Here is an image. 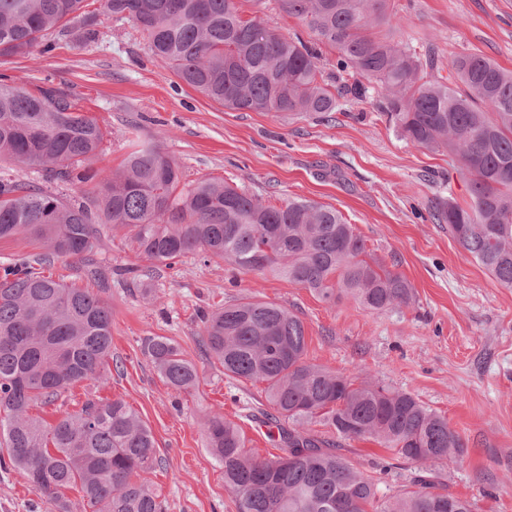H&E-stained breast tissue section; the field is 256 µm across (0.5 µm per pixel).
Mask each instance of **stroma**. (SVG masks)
I'll return each mask as SVG.
<instances>
[{"mask_svg":"<svg viewBox=\"0 0 512 512\" xmlns=\"http://www.w3.org/2000/svg\"><path fill=\"white\" fill-rule=\"evenodd\" d=\"M98 30L88 46L59 36L51 53L0 63L16 85L50 81L77 95L111 129L96 169L118 168L134 135L176 158L184 183L219 177L275 205L333 207L414 293L410 304L378 312L345 297L329 304L272 273L242 274L198 255L156 270L126 235L103 233L97 259L107 269L112 357L122 370L102 392L123 398L151 429L159 461L151 480L164 512H236L200 427L208 414L237 423L256 456L275 452L266 426L251 419L267 406L263 384L227 378L201 343L200 312L244 297L299 315L310 362L378 379L445 416L467 446L462 459L440 468L449 491L470 500L473 512H512V288L431 216L435 204L469 199L455 161L404 140L380 112L378 87L362 100L340 97L329 122L233 110L182 82L127 22L102 12ZM381 32L400 47L433 50L442 68L478 52L512 69V0H395ZM146 288L155 302L143 299ZM149 336L179 344L198 368L197 390L164 384L141 350ZM340 452L366 472H382L387 495L409 488L420 470L391 463L371 441H344ZM0 512L55 507L20 471L0 468Z\"/></svg>","mask_w":512,"mask_h":512,"instance_id":"stroma-1","label":"stroma"}]
</instances>
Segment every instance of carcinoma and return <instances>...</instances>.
I'll return each instance as SVG.
<instances>
[{"label":"carcinoma","mask_w":512,"mask_h":512,"mask_svg":"<svg viewBox=\"0 0 512 512\" xmlns=\"http://www.w3.org/2000/svg\"><path fill=\"white\" fill-rule=\"evenodd\" d=\"M97 0H0V60L47 54L56 33L80 45L98 39ZM241 0H102L154 56L188 86L226 107L329 121L336 95L363 97L354 81L333 93L319 52L287 39ZM336 51V70L381 83L383 112L413 145L445 151L469 179L466 205L446 202L433 219L502 286L512 288V71L484 55L454 57L448 75L433 59L380 37L391 0H278ZM110 131L79 99L47 82L32 90L0 79V239L27 238L33 252L0 264V466L72 512L65 491L80 486L83 512H163L149 475L156 459L147 424L121 398L89 395L80 412L50 425L30 415L84 381L112 379V305L107 289L54 277L57 262L94 257L97 225L124 230L137 256L170 268L188 254L243 273L281 276L331 302L344 295L383 311L406 305L412 287L371 257L365 239L332 207L293 200L280 206L209 177L182 184L179 162L158 146L130 152L104 174L92 167ZM33 168L39 177L19 172ZM207 356L238 381L265 384L280 454L259 458L238 425L214 413L201 422L237 512H472L448 492L435 466L466 453L448 419L411 393L335 373L306 359L302 319L251 299L201 316ZM142 352L162 381L183 392L196 365L164 336ZM318 424L324 430L317 431ZM371 439L395 459L422 455L415 486L379 495V479L337 452L339 441Z\"/></svg>","instance_id":"carcinoma-1"}]
</instances>
